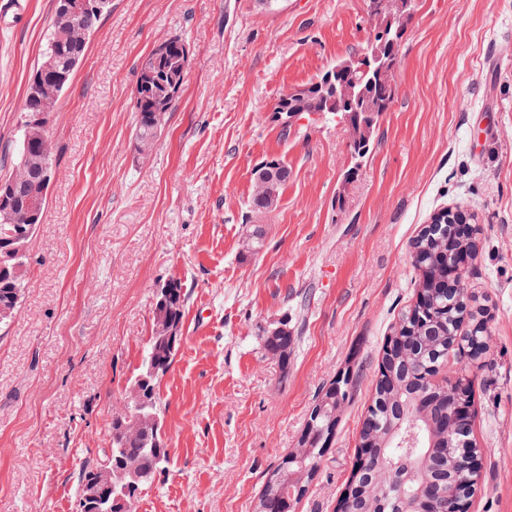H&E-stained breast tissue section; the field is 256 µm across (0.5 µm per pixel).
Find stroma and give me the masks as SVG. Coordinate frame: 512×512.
<instances>
[{
  "label": "stroma",
  "instance_id": "stroma-1",
  "mask_svg": "<svg viewBox=\"0 0 512 512\" xmlns=\"http://www.w3.org/2000/svg\"><path fill=\"white\" fill-rule=\"evenodd\" d=\"M53 0L0 14V157L12 151ZM366 0H112L49 125L57 163L21 308L0 331V512H77L87 449L141 363L159 284L187 292L160 383L165 473L134 512H255L317 394L357 353L363 378L296 512H336L379 354L414 299L411 243L463 209L464 281L487 310L470 365L481 469L471 512H512V0H415L356 181L331 115L284 127L288 88L362 52ZM180 36L192 60L149 158L134 150L140 57ZM288 167L278 206L249 216L252 172ZM263 248L242 249L250 230ZM287 325V362L262 338Z\"/></svg>",
  "mask_w": 512,
  "mask_h": 512
}]
</instances>
